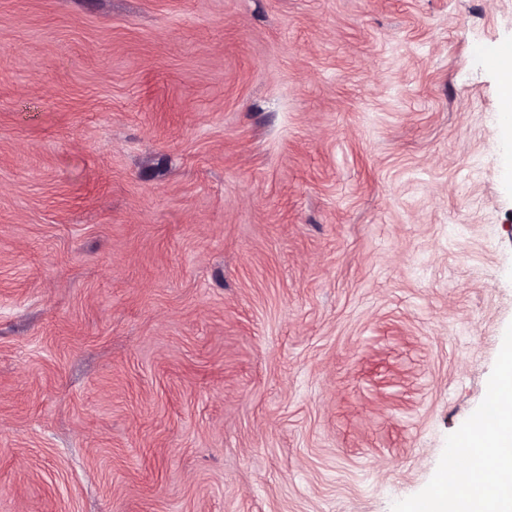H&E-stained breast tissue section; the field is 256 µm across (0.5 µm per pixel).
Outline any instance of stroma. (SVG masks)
Segmentation results:
<instances>
[{"label":"stroma","mask_w":512,"mask_h":512,"mask_svg":"<svg viewBox=\"0 0 512 512\" xmlns=\"http://www.w3.org/2000/svg\"><path fill=\"white\" fill-rule=\"evenodd\" d=\"M512 0H0V512H405L512 336ZM497 48L507 59V63L498 67V71L502 78V96L505 101L512 100V44H498ZM496 47L490 48L488 52V61L492 66H498L501 63V55Z\"/></svg>","instance_id":"stroma-1"}]
</instances>
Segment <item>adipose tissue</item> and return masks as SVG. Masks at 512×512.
Masks as SVG:
<instances>
[{"label":"adipose tissue","mask_w":512,"mask_h":512,"mask_svg":"<svg viewBox=\"0 0 512 512\" xmlns=\"http://www.w3.org/2000/svg\"><path fill=\"white\" fill-rule=\"evenodd\" d=\"M502 357L489 410L453 446L468 460L449 476L458 493L432 488L424 512H512V348L504 347Z\"/></svg>","instance_id":"adipose-tissue-1"}]
</instances>
